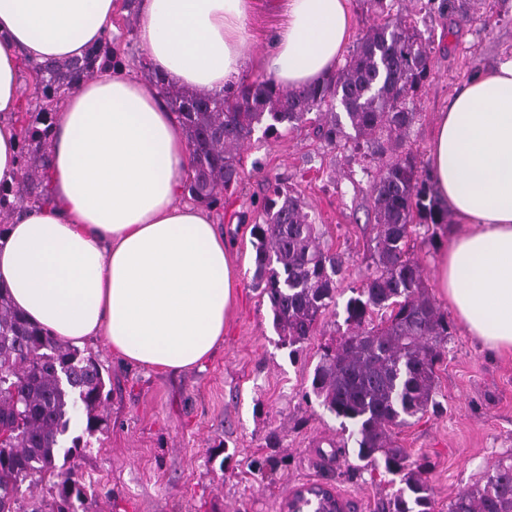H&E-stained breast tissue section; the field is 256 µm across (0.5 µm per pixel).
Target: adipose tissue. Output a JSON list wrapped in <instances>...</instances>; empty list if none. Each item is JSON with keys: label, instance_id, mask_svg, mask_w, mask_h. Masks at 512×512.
Here are the masks:
<instances>
[{"label": "adipose tissue", "instance_id": "adipose-tissue-1", "mask_svg": "<svg viewBox=\"0 0 512 512\" xmlns=\"http://www.w3.org/2000/svg\"><path fill=\"white\" fill-rule=\"evenodd\" d=\"M252 0H140L151 70L201 94L246 67ZM260 66L282 87L322 82L351 34L348 0H287ZM119 0H0V184L15 181L22 61L83 57L115 32ZM430 176L459 227L439 282L471 335L512 353V59L471 78L440 113ZM182 128L155 84L109 69L57 107L49 199L0 232V283L14 307L74 343L104 338L120 361L159 371L224 341L237 275L209 212L183 202Z\"/></svg>", "mask_w": 512, "mask_h": 512}]
</instances>
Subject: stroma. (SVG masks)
<instances>
[{"instance_id":"35a3bbf8","label":"stroma","mask_w":512,"mask_h":512,"mask_svg":"<svg viewBox=\"0 0 512 512\" xmlns=\"http://www.w3.org/2000/svg\"><path fill=\"white\" fill-rule=\"evenodd\" d=\"M384 2L415 13L432 42L419 116L406 139L407 149L425 162L437 116L456 89L512 59V0H479L478 17L467 24L445 13L426 19L417 0ZM286 18L283 0H254L249 57L266 51ZM136 27V16L123 14L113 38L127 72L144 80ZM367 153L364 147L327 149L309 126L255 138L243 148L242 179L211 212L238 270L239 295L222 346L200 366L158 372L122 364L103 339L83 343L109 377L111 394L103 432L77 459L95 488L78 512H280L290 491L314 484L332 488L351 512H380L387 495L399 489L397 476L357 466L338 450L339 420L305 396L322 347L346 330L345 305L360 284L366 244L375 234L369 197L374 168ZM275 183L301 195L343 261L336 307L295 359L279 342L267 299L252 286L256 205ZM451 229L439 225L435 238L420 233L410 243L425 266L431 297L449 313L450 336L437 365L442 408L396 434L411 460L428 464L436 512H448L459 489L512 454V355L489 351L470 336L438 288L437 261ZM274 430L281 443L273 451L267 437ZM273 452L287 463L275 480L253 467Z\"/></svg>"}]
</instances>
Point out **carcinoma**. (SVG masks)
I'll return each instance as SVG.
<instances>
[{
	"instance_id": "1",
	"label": "carcinoma",
	"mask_w": 512,
	"mask_h": 512,
	"mask_svg": "<svg viewBox=\"0 0 512 512\" xmlns=\"http://www.w3.org/2000/svg\"><path fill=\"white\" fill-rule=\"evenodd\" d=\"M441 9L463 22L475 20L474 0H442ZM430 52L411 15L388 12L359 33L343 65L316 85L284 89L269 78L201 95L156 80L190 151L184 191L208 209L223 206L238 186L240 150L258 132L268 137L309 123L330 147L351 137L380 157L391 153L370 184L376 233L368 243L370 264L346 303V332L322 348L311 378L312 393L349 431L340 447L351 440L358 461L401 476L404 487L390 498L387 512H435L436 505L429 467L411 462L392 440V429L441 408L436 365L450 336L448 315L429 297L424 269L409 253L414 228H435L445 223V213L421 162L400 150L419 117L416 99ZM116 58L107 35L83 58L28 63L42 104L34 120L17 117L18 175L14 185L0 186V224L15 206L49 199L41 141L50 135L55 107L96 65H113ZM253 235V282L293 357L336 305L342 260L300 194L280 183L264 196ZM105 388L98 360L31 324L0 283V512H41L35 506L24 510L18 493L23 483L36 487L45 479L55 489L51 512H75L86 483L71 459L81 451L83 434L104 424ZM78 409L86 421L75 419ZM69 432L64 449L61 438ZM448 512H512V455L459 490Z\"/></svg>"
}]
</instances>
